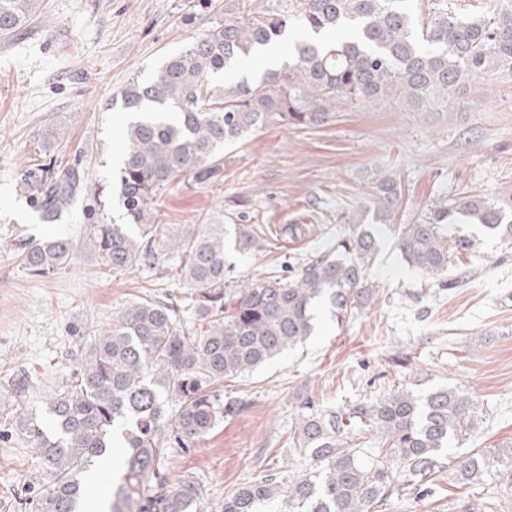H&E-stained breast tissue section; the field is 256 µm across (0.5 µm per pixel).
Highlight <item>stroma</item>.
I'll list each match as a JSON object with an SVG mask.
<instances>
[{
	"label": "stroma",
	"mask_w": 512,
	"mask_h": 512,
	"mask_svg": "<svg viewBox=\"0 0 512 512\" xmlns=\"http://www.w3.org/2000/svg\"><path fill=\"white\" fill-rule=\"evenodd\" d=\"M284 6L213 0L204 11L191 0H43L30 21L0 37V382L29 372L40 384L32 402L38 418H47L45 395L69 374L81 341L124 304L180 288V262L163 254L133 270L109 271L85 246L96 222L93 197L82 196L63 221L42 223L20 187L24 173L38 164L78 166L89 184L104 187L108 221H121L112 176L127 115L114 97L194 42L212 19ZM50 128L63 135L48 149L43 134ZM383 173L403 185L399 224L417 223L442 199L511 193L512 81L483 75L458 86L448 107L428 112L386 100L343 102L322 126L269 124L225 151L223 184L176 180L156 205V221L257 225L270 244L252 254L227 248L234 276L294 271L327 249L345 213ZM289 224L308 230L294 238L282 232ZM53 235L72 240V261L54 274L31 275L15 242ZM444 236L468 242L446 282L408 266L386 229L368 272L380 290L375 304L341 324L318 312L305 345L225 381V395L247 399V408L172 458L175 474L197 480L201 512H217L225 496L268 467L307 469L292 441L304 397L335 408L401 388H456L477 400L484 419L448 456L512 448V239L464 220L445 225ZM40 473L34 448L0 437V500L33 497ZM372 510L512 512V478L464 484L448 468L427 492L387 498Z\"/></svg>",
	"instance_id": "stroma-1"
}]
</instances>
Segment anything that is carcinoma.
<instances>
[{"mask_svg":"<svg viewBox=\"0 0 512 512\" xmlns=\"http://www.w3.org/2000/svg\"><path fill=\"white\" fill-rule=\"evenodd\" d=\"M247 18H224L190 46L165 57L119 93L131 119L115 174L121 224L93 225L89 245L112 271L150 263L162 248L181 260L186 296L150 295L123 306L112 325L83 341L74 368L48 403L52 425L29 416L33 391L24 371L0 385V433L16 434L39 454L42 484L29 512H75L86 475L109 466L122 449L110 512H199L201 492L190 475H172L176 449L186 450L245 406L224 398V379L249 373L303 344L315 312L337 321L370 306L378 290L367 272L401 198L392 175L376 179L352 211L336 246L299 265L288 278L270 271L234 279L224 258L223 224H157L154 202L180 176L224 181V147L277 120L298 128L322 125L336 103L389 99L411 112L448 106L459 85L494 71L512 79V0H481L462 14L455 0H294ZM43 0H0V36L29 21ZM302 39L281 67L222 79L261 47ZM27 191L45 224H57L87 187L69 166L52 176L29 174ZM463 213L512 237V195L442 200L415 224L399 225L394 243L405 262L430 277L448 271L443 227ZM240 253L260 252L252 224L233 225ZM22 264L47 275L73 257L72 241L53 236L17 244ZM294 444L308 456L304 473L267 474L224 497L219 512H257L279 499L288 512H371L383 498L418 490L448 463L444 451L466 440L480 406L455 388L424 395L399 389L346 407L320 410L300 401ZM456 477L482 482L512 475V452L479 450L453 461Z\"/></svg>","mask_w":512,"mask_h":512,"instance_id":"cac0c4a2","label":"carcinoma"}]
</instances>
